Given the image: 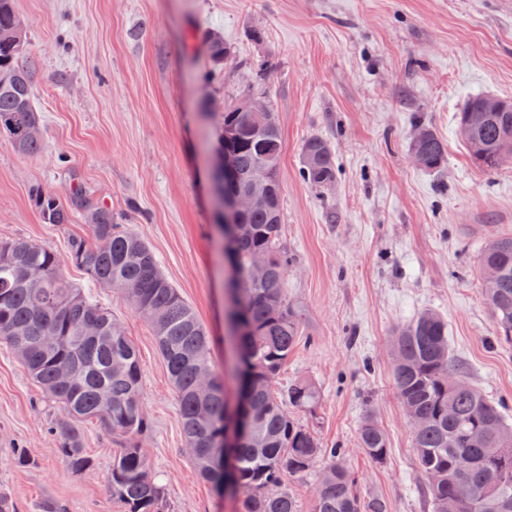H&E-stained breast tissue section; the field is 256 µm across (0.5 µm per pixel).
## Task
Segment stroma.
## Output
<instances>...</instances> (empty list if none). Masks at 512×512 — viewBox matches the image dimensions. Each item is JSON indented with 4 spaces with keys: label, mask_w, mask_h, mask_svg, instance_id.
I'll list each match as a JSON object with an SVG mask.
<instances>
[{
    "label": "stroma",
    "mask_w": 512,
    "mask_h": 512,
    "mask_svg": "<svg viewBox=\"0 0 512 512\" xmlns=\"http://www.w3.org/2000/svg\"><path fill=\"white\" fill-rule=\"evenodd\" d=\"M37 66L32 89L43 150L17 154L0 135V242L37 243L67 255L90 238L81 217L43 223L35 187L69 202L75 191L108 205L146 240L166 277L209 330L223 336L224 249L210 179L225 104L265 77L283 151V241L296 263L288 297L304 336L279 383L306 379L320 394L321 447L358 478L361 497L389 512H432L412 430L392 377L391 339L421 311L448 321V342L471 382L512 416V345L498 343L478 257L494 234L512 233V165L476 168L457 131L470 98L512 100V0H15ZM216 33L221 71L197 38ZM445 143L436 172L415 165L420 126ZM336 155L323 189L300 174L311 136ZM67 277L112 308L143 368L150 427L138 443L163 483L169 512H241L198 475L174 388L148 323L84 269ZM372 416L389 453L373 462L358 428ZM53 411L17 356L0 346V492L17 512H121L107 476L124 437L82 425L95 468L64 466ZM28 465H20L17 449Z\"/></svg>",
    "instance_id": "1"
}]
</instances>
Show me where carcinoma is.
Wrapping results in <instances>:
<instances>
[{
    "label": "carcinoma",
    "mask_w": 512,
    "mask_h": 512,
    "mask_svg": "<svg viewBox=\"0 0 512 512\" xmlns=\"http://www.w3.org/2000/svg\"><path fill=\"white\" fill-rule=\"evenodd\" d=\"M20 25L14 0H0V135L8 136L18 153L36 154L43 140L31 85L35 60ZM203 47L213 63H223V38L206 34ZM481 103L480 97L472 99L458 113L457 126L469 130L462 141L472 163L494 172L512 163V155L501 152L512 143V100L500 112H483ZM221 128L236 184L259 198L241 223L230 229L215 225L225 260L237 273L235 287L228 289L234 309L227 319L235 351V391L243 401V433L234 446H224L229 397L212 360L208 331L165 276L150 245L113 223L112 211L101 203L76 196L65 205L53 194L35 190L44 223L68 224L72 210L79 209L94 243L73 240L65 259L45 247L31 251L23 241L0 243V341L15 351L26 349L20 359L24 369L41 393L60 405L52 432L71 471H90L95 465L83 448V420L96 418L127 440L112 457L108 474L123 512H165L166 506L164 488L135 442L149 426L141 364L112 309L91 302L66 280L67 263L122 294L150 323L176 390L184 439L200 448L193 457L195 467L217 493H243L244 512H300L285 488L286 479L307 473L325 457L313 512H388L384 499L359 496L353 472L336 463L341 451L320 447L314 424L294 415L298 411L317 419L313 383L303 379L283 392L275 389L304 336L302 313L288 301L293 258L282 243V139L275 112H259L248 120L231 104L222 114ZM411 151L428 170L441 168L447 156L444 142L427 128L411 143ZM260 166L269 177L255 187L251 174ZM300 174L315 188L335 182L336 159L326 139L312 136L304 142ZM257 253L272 261L263 281L248 276ZM479 273L497 339L511 345L512 233L488 241ZM33 280L40 287H29ZM89 312L102 320L93 337L83 330V316ZM65 365L73 370L69 388L57 381V371ZM204 373L214 382L205 400L196 395V380ZM393 374L406 414L423 422L413 429V448L417 467L428 480L433 512H512V421L468 381L466 367L451 352L448 323L440 314L424 311L394 336ZM359 438L372 461L386 459L388 439L372 418L362 421Z\"/></svg>",
    "instance_id": "carcinoma-1"
}]
</instances>
